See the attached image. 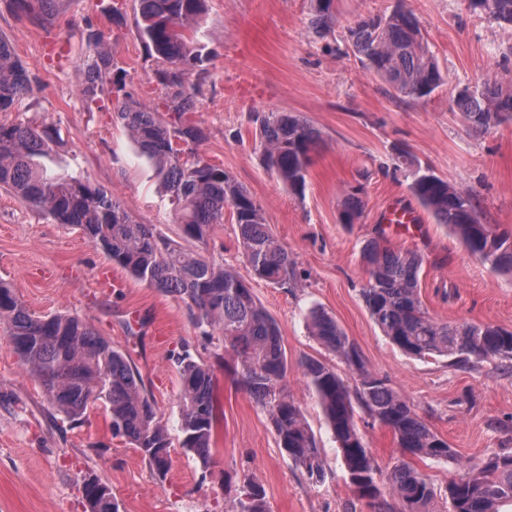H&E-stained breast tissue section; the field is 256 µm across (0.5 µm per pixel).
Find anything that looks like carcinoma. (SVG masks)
<instances>
[{
    "mask_svg": "<svg viewBox=\"0 0 512 512\" xmlns=\"http://www.w3.org/2000/svg\"><path fill=\"white\" fill-rule=\"evenodd\" d=\"M206 0H134L138 39L160 62L155 76L163 90L168 117L140 101L127 89L126 70L104 48L103 34L89 28L83 35L89 55L80 67L81 94L94 99L104 84L112 85L113 111L130 134L139 156L150 164L168 194L180 238L205 249L214 228L232 212L251 279L182 245L145 224L104 188L83 178L53 170L59 141L46 129L24 120L0 123V188L27 203L56 224L77 228L97 250L137 281L183 302L201 330L223 347L213 351L215 363L232 354L240 366V385L267 414L279 447L311 479H321V448L301 408L288 392V354L276 320L257 300L252 282L280 288L298 285L295 261L274 236L263 208L224 168L205 160L197 146L205 129L184 116L196 111L197 86L209 53L197 39ZM396 0L383 15L347 28L354 55L398 94L413 100L430 97L445 78L429 50L416 15ZM33 22L43 20L48 0H14ZM499 24L512 26V0H467ZM335 0H314L310 25L327 38L334 33ZM31 77L13 46L0 35V112H20ZM476 94H467L469 89ZM453 103L464 122L488 131L512 121V88L470 81L456 91ZM259 131L262 159L268 170L294 195H304L320 131L292 112L251 116ZM394 169L404 172L408 188L435 223L449 229L466 251L496 273L512 275V230L481 223L473 197L458 190L431 168L398 149ZM361 188L351 186L342 202L344 224L362 216ZM366 281L360 290L373 323L395 347L408 355L446 357L451 364L499 361L512 363V329L432 318L421 296L424 259L412 250H395L379 239L365 242L360 253ZM313 336L357 377L351 388L329 363L307 357L301 362L306 387L321 410L341 452L347 477L359 498L374 512H393L381 499L378 468L358 430L361 408L391 429L398 446L412 456L433 460L455 458L448 442L431 430L417 410L366 365L356 345L335 317L312 308ZM0 324L24 369L40 384L50 407L70 420L91 407L111 416L112 435L140 451L153 474L165 478L173 440L146 393L143 379L125 353L74 313L38 315L0 282ZM180 376L179 446L207 468L212 463L214 427L220 416L214 363L195 359L185 348L172 355ZM476 473L453 478L445 488L450 512H499L512 502V453H493L474 466ZM392 495L400 512H432L438 491L429 478L406 463L391 471ZM89 512H119L112 490L96 478L82 481ZM231 512H268L265 490L251 474L242 477Z\"/></svg>",
    "mask_w": 512,
    "mask_h": 512,
    "instance_id": "obj_1",
    "label": "carcinoma"
}]
</instances>
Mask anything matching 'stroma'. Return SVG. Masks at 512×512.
<instances>
[{
    "mask_svg": "<svg viewBox=\"0 0 512 512\" xmlns=\"http://www.w3.org/2000/svg\"><path fill=\"white\" fill-rule=\"evenodd\" d=\"M113 3L120 19L99 0H51L48 22L36 25L13 0H0V35L32 79L27 112H0V123L23 119L52 128L63 168L104 187L138 220L174 239L179 229L168 199L117 121L111 85L90 104L80 94L81 35L91 26L127 70L129 88L162 105L158 63L134 34L133 0ZM392 3L336 0V35L321 39L309 25L311 0H207L198 33L209 53L197 110L189 115L207 132L198 151L247 189L296 263L297 287L259 282L254 292L280 326L288 390L322 449L323 479H309L279 448L266 413L235 385L233 359L216 371L224 418L213 463L202 468L177 447L161 480L135 448L113 436L106 411L75 421L54 414L0 332V512H87L81 481L88 476L111 488L120 512H227L224 486L246 473L259 478L270 512H371L350 485L302 376V358L326 355L309 333L306 314L313 307L336 318L369 369L457 453L448 462L405 458L389 428L357 411L383 498L391 496L387 476L398 462L411 461L442 488L487 454L512 452V365L452 367L443 357L407 355L382 336L360 298V251L380 235L392 248L423 255L421 294L431 317L512 328V276L471 256L428 212H421L416 235L406 225L377 221L390 201L418 205L402 173L390 167L392 149L400 146L470 193L483 222L512 229V122L477 131L452 109L460 84L481 79L512 87V27L470 11L466 0H405L445 75L429 98L411 100L397 96L341 39L347 27ZM252 112H293L320 130L304 196L290 194L264 166L248 121ZM356 184L364 187L365 208L348 226L340 220L341 204ZM0 281L36 313L82 315L130 357L170 433H177L180 383L170 356L186 345L208 361L214 350L182 302L132 278L78 229L52 223L1 189Z\"/></svg>",
    "mask_w": 512,
    "mask_h": 512,
    "instance_id": "1",
    "label": "stroma"
}]
</instances>
